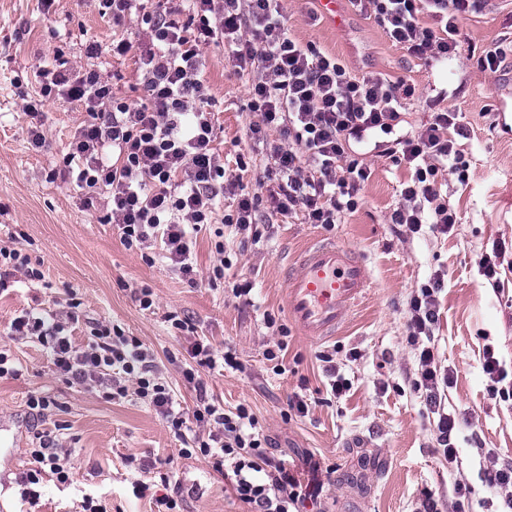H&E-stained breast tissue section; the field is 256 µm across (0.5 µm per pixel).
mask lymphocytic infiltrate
I'll return each mask as SVG.
<instances>
[{"instance_id":"f902f5d3","label":"lymphocytic infiltrate","mask_w":512,"mask_h":512,"mask_svg":"<svg viewBox=\"0 0 512 512\" xmlns=\"http://www.w3.org/2000/svg\"><path fill=\"white\" fill-rule=\"evenodd\" d=\"M101 12L120 27L137 17L146 39H123L115 53L134 54L142 72L144 102L114 97L110 83L92 70L76 71L58 63L38 72L40 89L25 105L38 116L46 102L79 103L87 117L77 127L65 165H76L77 186L109 197L99 218L111 225L124 245L151 261L161 247L171 269L189 284L197 273L191 261V234L212 223L218 196L224 193V161L214 143V114L208 111L207 88L200 78L201 50L224 43L232 63L250 70L249 106L258 119L248 137L268 144L271 166L266 195L240 192L225 224L240 235L257 231L262 200L273 212L301 213L305 223L331 226L358 205V193L369 174L350 151L351 141L383 133L392 141L385 153L402 156L414 166L400 192L402 202L392 223L417 233L430 224L445 235L457 214L440 194L444 172H458L463 128L458 114L433 113L411 136L394 137L399 110L413 97L414 86L382 74L350 73L335 57L316 47L301 46L287 34L281 0H188V9L163 0H100ZM359 12L373 16L389 39L420 59H448L461 51L460 24L482 11L487 0H350ZM279 130L284 144H269L270 130ZM444 286L435 276L409 305L412 340L431 334L437 320V295ZM79 314L25 312L11 323L10 337L39 343L66 383L106 386L110 398L136 396L158 412L176 436L185 437L182 457L195 455L229 480L236 497L254 512H294L303 494L297 479L268 452L258 418L247 404L227 410L216 405L200 372L217 368L241 370L232 351L216 353L194 341L188 362L180 366L195 392L193 411H185L160 375L154 352L115 325L92 328L84 347L72 344L67 330ZM418 388L437 420L435 440L445 459L455 461L456 420L441 410V385L448 375L435 361L433 347L420 349ZM30 455L38 467L22 477V496L37 501L35 489L43 472L60 483L71 480L73 464L46 435Z\"/></svg>"}]
</instances>
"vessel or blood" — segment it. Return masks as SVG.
Listing matches in <instances>:
<instances>
[{"instance_id": "b4317fda", "label": "vessel or blood", "mask_w": 512, "mask_h": 512, "mask_svg": "<svg viewBox=\"0 0 512 512\" xmlns=\"http://www.w3.org/2000/svg\"><path fill=\"white\" fill-rule=\"evenodd\" d=\"M368 285L354 252L333 242L306 249L286 283L288 316L304 335H336Z\"/></svg>"}]
</instances>
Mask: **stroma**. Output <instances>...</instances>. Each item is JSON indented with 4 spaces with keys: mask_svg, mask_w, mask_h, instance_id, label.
<instances>
[{
    "mask_svg": "<svg viewBox=\"0 0 512 512\" xmlns=\"http://www.w3.org/2000/svg\"><path fill=\"white\" fill-rule=\"evenodd\" d=\"M283 6L288 33L300 45L335 56L354 74L375 71L414 84L397 134H413L441 109L458 112L468 132L462 142L468 177L450 175L441 186L457 224L438 235L392 223L401 185L412 171L384 156L377 136L356 147L371 175L357 208L339 224L327 229L265 206L255 242H241L220 222L204 226L194 252L199 283L189 287L166 259L145 263L111 225L100 223L98 209L85 206L63 162L84 117L80 106L63 100L46 106L40 118L45 144L36 151L28 143L32 119L23 107L38 89L37 71L52 65L55 55L75 69L98 72L115 96L143 97L135 58L111 53L116 35L144 38L140 23L128 21L116 32L97 0H55L47 11L40 0H0V246L24 249L44 274L39 281L16 274L10 290L0 294V344H8L17 370L0 378V512H82L87 497L106 512H151L138 486L159 484L164 475L184 512H250L206 460L179 457L182 440L152 408L132 396L112 401L99 389L67 384L38 343L8 342L9 325L22 311L59 312L73 299L81 315L72 332L76 344L86 342L90 325L120 326L155 351L176 400L188 411L195 393L171 357L187 358L196 337L219 351L233 349L242 370H205L202 379L224 408L251 406L275 459L302 481L307 512H423L430 494L440 512H498V493L478 472L492 461L512 464V400L492 395L482 370L488 349L512 368V131L495 118L497 99L512 96V0H493L464 20L467 50L451 62L408 55L350 0H338L332 16L317 0H284ZM93 43L99 47L94 55L88 51ZM496 46L505 54L503 67L494 74L480 70L476 53ZM227 56L223 44L204 46L201 77L224 168L254 190L265 181L270 160L265 150L245 147L257 119L246 96L253 75L236 71ZM219 241L230 267L213 287L209 277ZM317 241L353 249L368 277L366 293L343 328L324 340L302 336L287 315L286 270ZM485 254L495 259L497 281L478 269ZM438 272L445 282L433 334L437 359L451 375L443 403L459 423L453 463L435 446L425 393L414 384L418 349L407 328L412 296ZM242 279L252 290L234 297L232 288ZM143 286L154 293L153 309H142L136 299ZM171 312L190 318L195 333L172 328L166 320ZM281 325L289 339L279 375L264 351ZM324 351L349 386L335 399L319 359ZM298 391L309 413L285 418L288 399ZM33 395L50 397L54 409L33 415ZM41 432L70 452L75 469L65 485L45 478L32 505L22 499L17 479L35 469L29 450ZM131 455L136 461L130 465ZM458 482L467 487L465 497L453 490Z\"/></svg>",
    "mask_w": 512,
    "mask_h": 512,
    "instance_id": "obj_1",
    "label": "stroma"
}]
</instances>
